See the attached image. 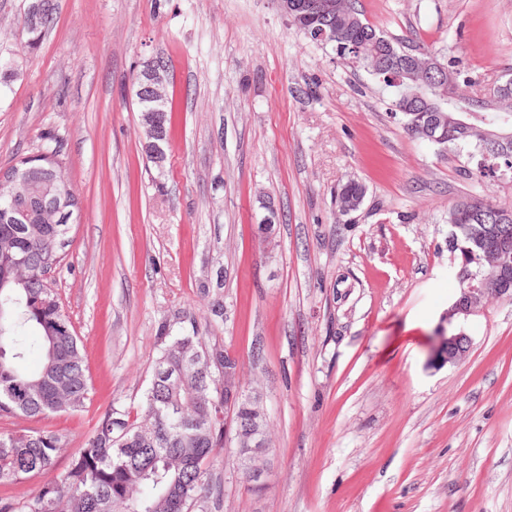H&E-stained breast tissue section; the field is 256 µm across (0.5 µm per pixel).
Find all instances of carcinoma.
Here are the masks:
<instances>
[{
	"label": "carcinoma",
	"mask_w": 512,
	"mask_h": 512,
	"mask_svg": "<svg viewBox=\"0 0 512 512\" xmlns=\"http://www.w3.org/2000/svg\"><path fill=\"white\" fill-rule=\"evenodd\" d=\"M290 23L320 45L321 27L332 26L336 39L327 46L393 89L390 110L402 115L409 134L443 150L464 151L469 163L489 156L483 165L465 167L469 178L488 184L498 170L512 171V145L502 153L490 149L494 133L512 134V109L484 108L475 97L465 104L444 96L443 90L469 82L456 61L437 62L423 82L411 79L406 76L411 65L401 55H437L393 42L354 0L334 17L292 18ZM420 112L432 115L438 131L448 133L447 141L426 136ZM51 167L54 172L13 189L24 208L18 223L0 216V417L41 420L81 412L88 400L83 346L49 280L63 260L59 238L70 225L55 223L36 206V199L68 182L59 160ZM339 195L360 202L366 189L349 180ZM501 214L512 225V204L489 195L453 204L448 251L467 260L470 269L488 274L487 266L476 262L483 254L479 237ZM35 351L40 367L27 372L21 364ZM156 364L171 375H152L139 412L107 407L64 473L38 485L22 503L0 498V512H189L206 490L210 464L224 449V420L231 413L238 422L247 419L249 409L243 401L232 410L224 407V348L208 346L194 325L167 333ZM63 450L62 438L50 430H28L18 437L0 433V484L49 471Z\"/></svg>",
	"instance_id": "carcinoma-1"
}]
</instances>
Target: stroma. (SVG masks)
I'll return each mask as SVG.
<instances>
[{"label": "stroma", "mask_w": 512, "mask_h": 512, "mask_svg": "<svg viewBox=\"0 0 512 512\" xmlns=\"http://www.w3.org/2000/svg\"><path fill=\"white\" fill-rule=\"evenodd\" d=\"M31 2L0 0V168L55 148L80 199L53 277L90 393L85 411L0 418V433L55 431L64 472L107 407L141 406L162 325L194 324L237 353L271 439L261 491L228 446L196 512H512V301L463 321L465 360L426 366L458 292L448 208L481 190L463 158L409 135L391 92L277 0H52L37 38ZM356 6L456 57L468 93L512 75V0ZM159 57L175 103L160 168L132 79ZM351 179L366 195L345 215Z\"/></svg>", "instance_id": "obj_1"}]
</instances>
